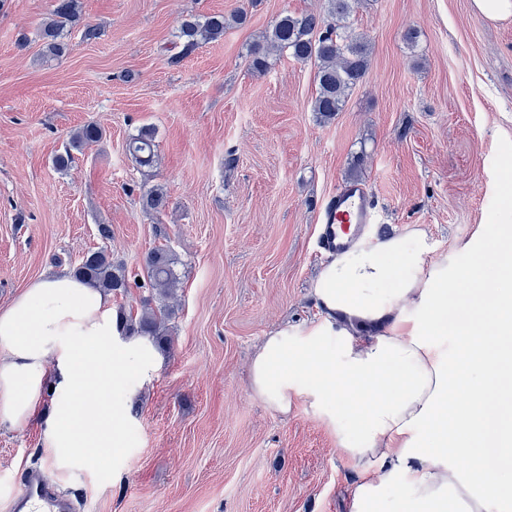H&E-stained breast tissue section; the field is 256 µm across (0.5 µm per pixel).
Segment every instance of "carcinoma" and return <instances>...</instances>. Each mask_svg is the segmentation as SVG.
Segmentation results:
<instances>
[{"instance_id":"carcinoma-1","label":"carcinoma","mask_w":512,"mask_h":512,"mask_svg":"<svg viewBox=\"0 0 512 512\" xmlns=\"http://www.w3.org/2000/svg\"><path fill=\"white\" fill-rule=\"evenodd\" d=\"M353 0H327V16L309 13L301 16L282 15L265 36V45L259 44L250 50V66L261 74L269 67V51L286 53L300 62H311L315 66L316 95L312 111L323 121H329L342 111L352 92L366 77L369 68L370 44L350 29L348 19L353 10ZM247 13L241 9L224 18L222 14L203 18L184 19L178 30L182 41V55L191 54L204 41H215L224 37L231 25L246 22ZM80 20L78 0H56L52 18L42 27L45 56L54 59L62 56L66 44L62 40L63 30ZM102 129L95 123L80 128L72 137L70 148L54 159V165L66 169L73 162L71 150H82L99 141ZM156 134L152 127L144 126L128 142V152L142 166L154 162ZM143 208L156 213L166 206L162 191L152 190L142 198ZM146 276L151 290L158 296L160 307L139 317L120 315L122 329L127 336H150L162 338L166 319L171 314L170 300L178 287L172 253L166 248H156L146 259ZM73 273L107 291L124 292L128 288L125 271L112 262L107 248L87 252Z\"/></svg>"}]
</instances>
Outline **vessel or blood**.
Returning <instances> with one entry per match:
<instances>
[{
  "label": "vessel or blood",
  "instance_id": "obj_1",
  "mask_svg": "<svg viewBox=\"0 0 512 512\" xmlns=\"http://www.w3.org/2000/svg\"><path fill=\"white\" fill-rule=\"evenodd\" d=\"M372 222L371 198L359 184L339 191L324 213L322 241L334 253L357 243ZM21 512H69V503L58 496L47 475L25 481L16 492Z\"/></svg>",
  "mask_w": 512,
  "mask_h": 512
}]
</instances>
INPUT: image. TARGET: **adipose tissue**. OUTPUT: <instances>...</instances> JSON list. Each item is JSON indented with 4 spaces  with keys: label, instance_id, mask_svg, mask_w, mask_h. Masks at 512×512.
I'll return each instance as SVG.
<instances>
[{
    "label": "adipose tissue",
    "instance_id": "1",
    "mask_svg": "<svg viewBox=\"0 0 512 512\" xmlns=\"http://www.w3.org/2000/svg\"><path fill=\"white\" fill-rule=\"evenodd\" d=\"M496 224L457 252L416 226L364 238L311 285L318 320L265 336L253 394L306 403L353 472L349 512H512V171ZM159 368L124 336L105 291L66 273L0 307V423L43 414L56 469L115 458L124 418Z\"/></svg>",
    "mask_w": 512,
    "mask_h": 512
}]
</instances>
